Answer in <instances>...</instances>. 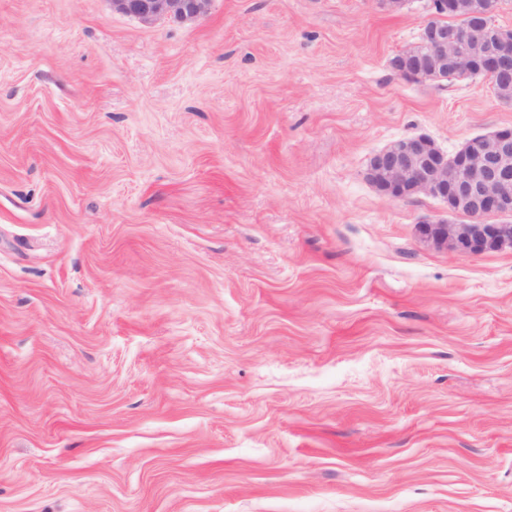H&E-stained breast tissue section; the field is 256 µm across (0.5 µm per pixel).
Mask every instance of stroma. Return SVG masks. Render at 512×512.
Here are the masks:
<instances>
[{
    "mask_svg": "<svg viewBox=\"0 0 512 512\" xmlns=\"http://www.w3.org/2000/svg\"><path fill=\"white\" fill-rule=\"evenodd\" d=\"M428 0H0V512H512V248L370 156L512 126ZM113 11L133 16L145 24L161 19L180 23L205 16L212 0H110Z\"/></svg>",
    "mask_w": 512,
    "mask_h": 512,
    "instance_id": "1",
    "label": "stroma"
}]
</instances>
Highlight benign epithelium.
<instances>
[{"label":"benign epithelium","instance_id":"1","mask_svg":"<svg viewBox=\"0 0 512 512\" xmlns=\"http://www.w3.org/2000/svg\"><path fill=\"white\" fill-rule=\"evenodd\" d=\"M112 9L145 24L180 23L206 15L212 0H111ZM479 21L463 26L426 22L418 41L398 54L399 74L428 79L448 68L477 71L492 83H512V30L495 22L490 3L473 8ZM366 179L383 195L403 200L421 192L444 201L451 213L470 217L420 225L425 242L462 256L512 247V222L488 223L491 215L512 217V127L474 137L450 155L425 136L408 137L374 154Z\"/></svg>","mask_w":512,"mask_h":512}]
</instances>
